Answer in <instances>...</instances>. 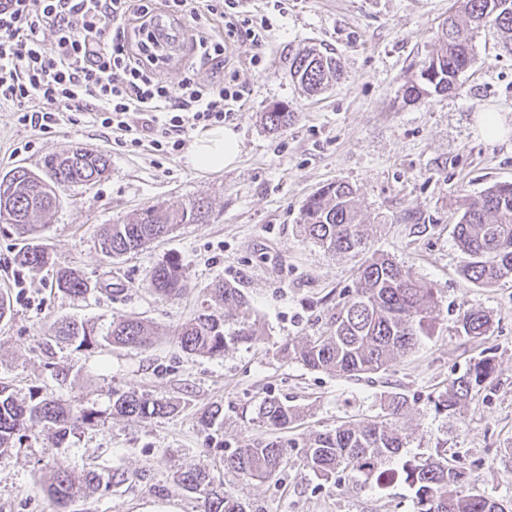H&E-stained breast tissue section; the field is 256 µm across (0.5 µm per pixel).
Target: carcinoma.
I'll return each instance as SVG.
<instances>
[{"label":"carcinoma","mask_w":512,"mask_h":512,"mask_svg":"<svg viewBox=\"0 0 512 512\" xmlns=\"http://www.w3.org/2000/svg\"><path fill=\"white\" fill-rule=\"evenodd\" d=\"M502 35V51L512 54V0H454V12L441 28L436 53L421 66L419 75L409 81L403 97L414 102L431 92L454 90L461 74L477 64L472 47L474 35L486 26ZM289 73L302 89L319 93L341 76L336 57L315 48H303L290 60ZM295 113L282 103L271 105L262 120L268 129L278 131L293 121ZM81 158L71 161L60 154L44 160L34 172L24 166L9 170V202L0 206V224L14 228L23 242L15 263L39 272L50 263L46 246L37 241L35 219L56 210L61 191L85 185L91 177L100 178L109 165L99 151L81 149ZM209 216V203L199 199L189 203L150 205L125 224L101 227L98 245L107 258L138 251L163 238L180 224H203ZM300 228L315 245L336 254L360 253L366 249L364 224L356 202V191L345 182L327 184L313 193L300 211ZM454 235L463 254L460 273L478 288L512 281V182L495 183L466 202L465 211L454 226ZM185 271L176 261L153 268L148 287L162 298H173L185 288ZM58 291L84 296L92 290L88 280L71 270L57 273ZM211 295L223 311L203 307L176 330L178 343L188 353L222 356L231 346L248 344L258 336L249 301L240 288L221 282ZM438 304L437 290L417 278L410 269L384 254H373L357 269L355 288L331 309L326 330L308 336L297 344L279 350L281 358L297 361L312 370L341 376H361L386 371L397 360L431 335L432 315ZM465 336L479 339L490 331L482 311H465L459 319ZM52 335L77 343V349L112 346L148 349L154 343L153 326L137 317L112 320L106 336L97 338L74 320L62 321ZM496 370L490 358H482L454 378L438 395L435 408L448 415L481 387ZM385 418L345 422L317 434L304 449L306 466L318 477L329 479L347 472L380 483L382 477H399L416 488L417 512H500L499 501L470 492L465 475L448 464L443 451L434 455L398 460L407 436L391 419L407 407L401 393L381 396ZM180 403L136 391H112V415L146 420L177 412ZM300 417L299 410L276 398H265L257 407V420L274 430H283ZM94 413L85 408L33 395L17 399L8 385L0 382V457L13 448L16 436L35 428L49 440L61 443L76 430L90 425ZM288 463L287 448L276 438L255 440L224 457V470L239 479L265 480ZM130 475L121 469L108 474L107 481L94 471L75 475L60 471L48 487L52 502L65 507L100 485L110 489L126 483ZM176 484L199 494V512H250L249 504L237 495L215 485L209 473L185 464L175 473Z\"/></svg>","instance_id":"1"}]
</instances>
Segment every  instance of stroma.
I'll return each instance as SVG.
<instances>
[{"label": "stroma", "instance_id": "35a3bbf8", "mask_svg": "<svg viewBox=\"0 0 512 512\" xmlns=\"http://www.w3.org/2000/svg\"><path fill=\"white\" fill-rule=\"evenodd\" d=\"M453 0H240L247 19L271 24L263 51L236 38L225 70L246 87L241 106L226 118L238 132L233 166L199 171L185 152L116 144L89 123L38 132L20 125L14 106L0 105V173L79 145L109 159L95 183L63 191L47 216L40 241L51 268L34 273L14 262L18 240L0 224V293L11 311L0 320V381L21 399L36 392L98 411L62 445L26 432L0 458V512H55L47 487L61 470L131 472L121 487L70 503L66 512H151L157 505L195 512L194 494L180 489L175 471L191 463L223 480L252 512H417L416 490L403 480L377 486L359 478L321 479L303 449L318 433L349 420L382 416L386 392L404 394L408 407L395 422L409 437L405 457L448 451L474 493L512 504V282L478 288L461 277L462 253L453 229L467 197L512 182V54L502 53L495 30L475 39L477 67L455 90L403 100L406 82L438 48L437 35ZM174 30L171 59L159 77L178 89L185 76L208 85L215 73L195 66L189 38L197 26L183 18ZM314 46L340 60L343 76L320 94H304L289 76V60ZM259 64H252L253 55ZM275 103L295 119L270 133L262 114ZM348 182L368 226L367 251L389 255L438 290L433 333L391 369L359 379L282 361L285 343L314 336L352 288L363 254H333L299 227L300 209L320 187ZM201 199L210 213L183 224L143 250L106 258L97 244L102 225L120 224L140 209ZM176 261L186 272L180 296L162 299L146 286L157 264ZM74 269L94 292L71 297L53 288L57 270ZM247 295L260 328L257 340L220 357L183 352L174 330L211 303L216 283ZM490 318L487 336L463 335L468 309ZM135 316L156 328L151 348L79 350L56 340L54 323L76 319L102 334L112 319ZM492 357L495 374L473 393L457 418L436 413L433 396L478 358ZM180 401L178 413L131 420L112 416L113 389ZM281 399L302 415L282 440L288 463L263 481L243 482L224 470L235 448L270 437L253 422L264 397ZM218 404L222 427L205 428L204 408Z\"/></svg>", "mask_w": 512, "mask_h": 512}]
</instances>
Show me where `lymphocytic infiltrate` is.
<instances>
[{
	"label": "lymphocytic infiltrate",
	"mask_w": 512,
	"mask_h": 512,
	"mask_svg": "<svg viewBox=\"0 0 512 512\" xmlns=\"http://www.w3.org/2000/svg\"><path fill=\"white\" fill-rule=\"evenodd\" d=\"M164 3L203 26L223 18V38H193L200 64L224 69L227 42L236 37L258 48L266 43L269 25L238 24L224 0ZM157 18L154 0H0V104L15 106L19 124L39 131L86 117L119 143L182 150L191 131L223 125L244 92L220 80L206 87L187 78L175 91L163 84L154 70L163 47ZM31 100L40 109L26 110Z\"/></svg>",
	"instance_id": "1"
}]
</instances>
